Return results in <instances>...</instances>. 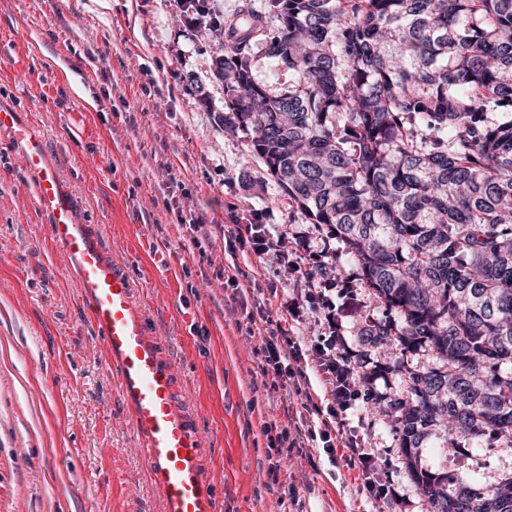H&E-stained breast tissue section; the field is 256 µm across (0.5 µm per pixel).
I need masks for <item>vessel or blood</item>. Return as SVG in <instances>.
<instances>
[{"mask_svg":"<svg viewBox=\"0 0 512 512\" xmlns=\"http://www.w3.org/2000/svg\"><path fill=\"white\" fill-rule=\"evenodd\" d=\"M0 131L20 156L36 208L47 219L56 256L72 274L108 355L117 390L139 440L162 512H220L206 474L204 436L175 385L176 367L137 296L126 264L110 256L87 224L38 128L14 106L0 104Z\"/></svg>","mask_w":512,"mask_h":512,"instance_id":"vessel-or-blood-1","label":"vessel or blood"}]
</instances>
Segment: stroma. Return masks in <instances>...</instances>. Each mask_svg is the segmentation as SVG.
Instances as JSON below:
<instances>
[{"mask_svg":"<svg viewBox=\"0 0 512 512\" xmlns=\"http://www.w3.org/2000/svg\"><path fill=\"white\" fill-rule=\"evenodd\" d=\"M181 2L0 0V102L41 131L87 220L126 259L206 436L225 512H280L263 487L262 424L284 420L298 401L264 387L255 343L239 328L254 307L252 283H272L279 302L297 304L303 315L292 333L310 339L327 324L309 313L305 291L332 282L336 304L354 301L340 332L359 365L378 359L359 333L384 308L343 243L288 200L244 132L225 129L210 18L184 24ZM19 70L31 75L22 87L13 83ZM25 182L0 134V512H161L107 352L54 260ZM183 214L202 218L199 232H188ZM255 216L300 239L296 272L275 255L226 243L227 228ZM397 387L383 372L359 383L366 398L346 415L390 494L368 497L347 449L332 461L310 448L280 468L304 512H427L394 419L374 408ZM456 475L481 483L512 476V448L481 449Z\"/></svg>","mask_w":512,"mask_h":512,"instance_id":"1","label":"stroma"}]
</instances>
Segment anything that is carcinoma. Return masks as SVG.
Wrapping results in <instances>:
<instances>
[{
  "mask_svg": "<svg viewBox=\"0 0 512 512\" xmlns=\"http://www.w3.org/2000/svg\"><path fill=\"white\" fill-rule=\"evenodd\" d=\"M213 28L224 127L384 304L360 341L395 349L402 391L375 405L430 512H512V476L416 465L438 430L512 448V0H270ZM258 48L288 89L255 79Z\"/></svg>",
  "mask_w": 512,
  "mask_h": 512,
  "instance_id": "1",
  "label": "carcinoma"
}]
</instances>
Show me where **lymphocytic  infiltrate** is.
Returning a JSON list of instances; mask_svg holds the SVG:
<instances>
[{
	"instance_id": "lymphocytic-infiltrate-1",
	"label": "lymphocytic infiltrate",
	"mask_w": 512,
	"mask_h": 512,
	"mask_svg": "<svg viewBox=\"0 0 512 512\" xmlns=\"http://www.w3.org/2000/svg\"><path fill=\"white\" fill-rule=\"evenodd\" d=\"M230 235L240 244L249 246L258 256L277 253L281 261H289L291 251L285 246L284 236L275 234L271 225L250 223L236 225ZM309 308L322 313L328 326L327 335L318 337L311 344H304L300 337L290 335L288 329L274 324L270 315V298H263L257 310L266 324L264 333H256L253 326H246V336L256 337L254 352L261 358L263 377L269 378L273 390H286L300 397L306 411L301 422L286 425L277 421L264 423L263 431L269 436V450L276 461L268 467L269 492L275 493L279 502L297 504L293 485L279 478L278 458L302 451L304 443L318 442L328 456H335L337 447L351 449L352 460L357 461L363 487L373 496L384 497L387 486L379 484L372 472V455L360 448L356 436L345 429V416L355 408L360 394L354 385L355 367L340 334V324L335 310L322 292L315 290L307 294ZM319 373L329 384L331 404L321 408L310 392V373Z\"/></svg>"
}]
</instances>
